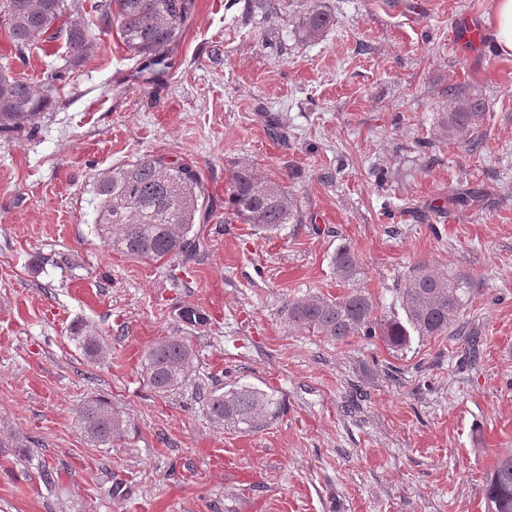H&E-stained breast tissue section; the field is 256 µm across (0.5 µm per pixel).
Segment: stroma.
<instances>
[{
  "label": "stroma",
  "instance_id": "stroma-1",
  "mask_svg": "<svg viewBox=\"0 0 512 512\" xmlns=\"http://www.w3.org/2000/svg\"><path fill=\"white\" fill-rule=\"evenodd\" d=\"M246 2L192 0L152 74L102 35L36 132L0 138V431L32 442L0 455V512H487L485 479L512 454V57L479 37L495 0H277L269 18ZM314 9L335 23L306 41ZM63 53L18 54L0 25V64L34 85ZM450 87L486 105L480 151L448 137ZM275 117L286 140L267 135ZM144 154L201 179L211 214L187 265L93 233V175ZM244 164L296 198L278 231L225 215ZM346 243L385 312L414 266L467 274L454 334L394 352L289 325V300L341 293ZM85 325L108 336L105 358L73 341ZM160 336L197 355L168 394L140 364ZM235 383L276 395L278 418L213 421L205 393ZM91 395L129 419L122 447L77 431Z\"/></svg>",
  "mask_w": 512,
  "mask_h": 512
}]
</instances>
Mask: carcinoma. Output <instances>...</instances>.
<instances>
[{
    "label": "carcinoma",
    "instance_id": "1",
    "mask_svg": "<svg viewBox=\"0 0 512 512\" xmlns=\"http://www.w3.org/2000/svg\"><path fill=\"white\" fill-rule=\"evenodd\" d=\"M92 19L71 20L84 10L82 0H0L6 21L20 52L63 39L66 55L60 69L80 66L96 47L97 36L117 28L133 56L158 65L165 61L190 12V0H95ZM331 13L315 9L302 20L300 34L312 41L332 25ZM38 88L0 66V136L18 137L37 129L54 101L55 81ZM451 112L448 137L476 150L474 136L484 115V103L461 98L448 88ZM96 201L94 233L104 246L132 259L159 261L194 259L201 249L194 226L207 213L203 208L199 175L190 165L164 156L145 154L135 161L93 176ZM225 203L238 222L272 232L294 217L297 204L288 187L258 175L243 165L232 173ZM336 279L346 291L337 296L308 294L288 302V323L335 341L354 336H377L388 349H404L411 338L441 336L455 322L469 299L470 279L461 272L439 275L427 266L412 269L396 289L400 312L384 315L372 295L351 284L359 275L355 249L343 244L331 258ZM73 340L91 360L109 352L98 332L83 327ZM148 385L158 393L186 385L196 372L193 348L182 339L158 338L148 347L142 364ZM210 417L218 422L260 429L281 410L274 395L250 384H234L206 396ZM77 428L96 446H116L127 437L129 420L101 396L84 400L76 413ZM488 512H512V456L501 458L484 485Z\"/></svg>",
    "mask_w": 512,
    "mask_h": 512
}]
</instances>
